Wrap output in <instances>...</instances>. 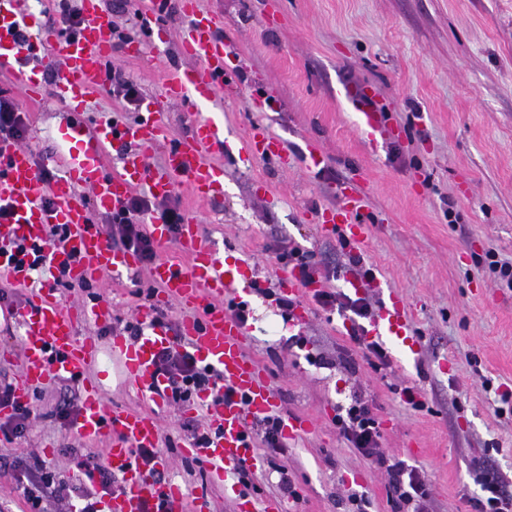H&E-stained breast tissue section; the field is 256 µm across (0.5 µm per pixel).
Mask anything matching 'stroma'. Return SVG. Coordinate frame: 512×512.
<instances>
[{"instance_id": "obj_1", "label": "stroma", "mask_w": 512, "mask_h": 512, "mask_svg": "<svg viewBox=\"0 0 512 512\" xmlns=\"http://www.w3.org/2000/svg\"><path fill=\"white\" fill-rule=\"evenodd\" d=\"M222 17L226 60L224 90L210 103L166 106L170 140L185 135L197 117L224 123V197L200 202L178 184L184 212L195 213L200 230L225 262H244L258 289L246 295L250 310L247 351L266 370L281 416L311 421L308 433L289 441L288 466L300 499L289 512H348L357 492L368 512H396L385 476L349 447L336 415L353 393L373 399L382 448L417 468L428 482L431 512H475L483 492L472 468L481 464L503 477L512 496V413H498L500 393L512 394V288L496 269L512 263V0H200ZM185 26L181 12L151 21L144 53L122 65L146 98L161 94L169 71L186 66L178 51ZM271 94L274 109L257 112L255 95ZM0 95L19 101L26 115L23 145L36 157L63 156L59 130L70 116L55 97V75L46 72L41 95L28 101L12 74L0 70ZM377 118L368 126L365 112ZM137 110L113 112L112 88L95 90L83 115L86 131L117 120L130 123ZM263 126L285 153L314 147L323 157L314 169L297 161L245 159L242 140ZM354 183L364 198L356 216L368 225L366 243L343 245L325 231L319 211L339 206L341 183ZM285 240L312 254L329 279L320 288L371 298L381 310L389 296L405 306L415 342L401 352L382 341L387 364L354 342L341 311L307 296L308 316L283 321L274 300L281 268L274 249ZM360 255L361 267L349 263ZM371 278H364V270ZM49 274L14 285L8 309L0 310V381L15 382L23 367V343L10 313ZM150 283L147 267L123 282L96 278L112 306L110 323L137 318ZM101 323L83 319L82 336L97 337L100 353L78 380L41 386L36 414L24 437H0V467L22 449L34 450L48 470L70 483L82 474L64 455L84 440L71 421L49 414L51 401L83 404L85 387L99 386L108 406L152 408L110 354ZM324 353L330 365L312 363ZM413 388V408L404 388ZM160 448L167 451L164 477L203 498L206 512H237L239 499L261 504L277 497V473L253 470L252 488L209 469H184L188 442L182 425L204 419L203 406L156 409Z\"/></svg>"}]
</instances>
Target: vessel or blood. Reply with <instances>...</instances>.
I'll return each mask as SVG.
<instances>
[{
    "instance_id": "1",
    "label": "vessel or blood",
    "mask_w": 512,
    "mask_h": 512,
    "mask_svg": "<svg viewBox=\"0 0 512 512\" xmlns=\"http://www.w3.org/2000/svg\"><path fill=\"white\" fill-rule=\"evenodd\" d=\"M15 4L16 0H0V68L11 71L16 82L34 95L41 85L40 72L24 67L16 32L33 30L34 47L47 45L58 52L63 66L55 91L72 115L61 131L70 152L62 176L47 182L41 178L31 150L0 140V203L13 214L11 223L0 225V244L38 241L46 225L66 224L72 236L65 247L52 249L53 264L67 262L76 252L83 260L72 265L73 278L90 279L106 272L122 276L140 267L139 255L113 248L101 235L87 230L88 209L78 189L90 188L96 207L106 212L119 210L137 189L158 198L168 196L181 179L198 199L209 201L222 195L223 165L203 159L204 151H224V128L213 119H195L188 134L168 148L161 166L152 168L147 162L166 137L167 102L211 101L223 91L228 51L216 35L221 22L202 14L198 0H181L186 27L180 44L183 53L193 58V65L169 77L161 98L148 101L137 121L118 128L103 125L89 137L80 116L88 95L105 84V64L112 56L111 16L101 10L99 0H81L86 22L74 38L66 40L60 38L57 28L18 12ZM112 147L118 150L119 167L110 171L104 157ZM243 152L250 158L277 155L286 166L294 163L293 158L281 156L277 139L261 127L252 130ZM341 194L343 205L323 210L320 220L325 229H341L344 241L356 247L365 234L364 226L353 221L361 199L347 186ZM49 197L54 204L48 208L44 202ZM177 236L189 261L182 264L162 258L151 266L150 278L159 287L157 306L175 301L191 310V317L182 319L177 334L187 337L195 357L219 369L225 384L245 398L241 404L209 407L207 427L214 433L211 443L205 447L192 443L187 448L188 454L210 461L213 475L221 479L240 466L256 463L246 436V419L275 412L278 405L264 369L246 351L245 325L229 316L224 307L227 291L251 292L252 282L242 279L239 270L225 267L223 257L202 237L196 216L186 217ZM14 317L22 330L24 348L23 372L15 387L18 401L27 400L32 390L49 379L82 376L99 353L96 340L78 335L77 317L65 310L51 291L34 294L16 309ZM154 317V308L142 311L140 339L130 343L124 337H113L112 350L119 354L127 380L141 386L146 397L158 403L165 379L156 372V360L177 334L154 325ZM370 333L407 344L400 301L384 304ZM78 429L87 441L110 443L108 465L120 477L121 488L104 501V512H146L156 505L162 506L163 512H188L185 490L157 478L164 469V458H157L151 470L136 460L137 449L154 448L159 443L155 418L108 409L100 389L90 387Z\"/></svg>"
}]
</instances>
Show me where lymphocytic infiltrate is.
Returning a JSON list of instances; mask_svg holds the SVG:
<instances>
[{
    "label": "lymphocytic infiltrate",
    "mask_w": 512,
    "mask_h": 512,
    "mask_svg": "<svg viewBox=\"0 0 512 512\" xmlns=\"http://www.w3.org/2000/svg\"><path fill=\"white\" fill-rule=\"evenodd\" d=\"M184 219V211L172 197L167 196L157 202L148 196L133 194L118 213L111 215V229L105 237L109 240L119 239L124 249L139 253L143 264L149 265L156 260L157 250L145 231L146 222L166 224L170 232L175 234ZM70 235L67 225L50 224L45 229L43 244L27 246L19 243L15 246V253L21 262L28 264L30 271L41 273L46 267H53L52 278L56 286L69 291L76 289L86 293L90 300H99L100 295L91 281L74 282L69 276L67 265H52L50 255L45 252L49 246H64ZM315 298L321 305H335L360 317L361 323L353 327L351 338L366 343L369 353L378 361H385L382 347L376 342L368 343L364 340L366 329L362 321L372 314V305L367 298L342 297L324 290L316 293ZM156 366L158 374L166 380L164 397L170 405H183L204 393L209 394L215 404L232 399L235 395L233 389L225 387L224 377L218 370L202 365L191 352L177 346L162 350ZM336 427L363 459L385 475L388 488L401 512H429L430 490L425 478L405 460L381 448L379 421L369 399L362 394H354L345 412L337 415ZM15 464L23 469L29 484L24 491L29 512H49V505L56 503L63 506L64 512H101L102 495L111 494L113 489L112 475L98 453L86 454L77 460L78 468L84 470L87 478H98L101 489L97 492L56 479L36 454L18 457Z\"/></svg>",
    "instance_id": "1"
}]
</instances>
